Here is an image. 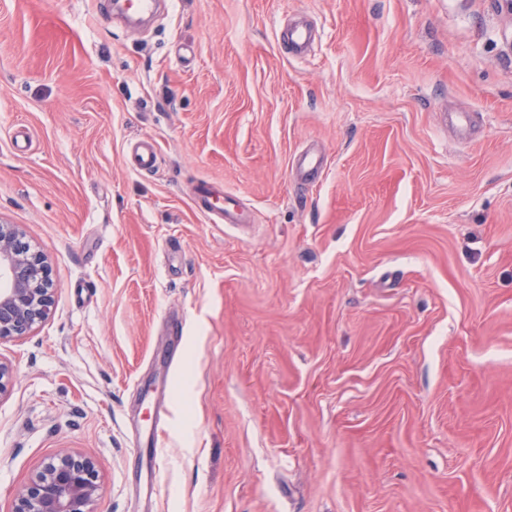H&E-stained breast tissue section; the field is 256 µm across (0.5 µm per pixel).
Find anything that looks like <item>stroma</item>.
Instances as JSON below:
<instances>
[{"mask_svg": "<svg viewBox=\"0 0 512 512\" xmlns=\"http://www.w3.org/2000/svg\"><path fill=\"white\" fill-rule=\"evenodd\" d=\"M100 3L0 0V224L58 287L0 340V512L63 452L94 512H512V14ZM203 181L237 223L194 210ZM146 393L171 403L151 473ZM128 156L131 164L139 171L150 172L156 166L158 145L153 139H140L130 146Z\"/></svg>", "mask_w": 512, "mask_h": 512, "instance_id": "obj_1", "label": "stroma"}]
</instances>
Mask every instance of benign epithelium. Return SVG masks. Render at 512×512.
I'll list each match as a JSON object with an SVG mask.
<instances>
[{"instance_id": "benign-epithelium-1", "label": "benign epithelium", "mask_w": 512, "mask_h": 512, "mask_svg": "<svg viewBox=\"0 0 512 512\" xmlns=\"http://www.w3.org/2000/svg\"><path fill=\"white\" fill-rule=\"evenodd\" d=\"M56 289L45 255L23 241L19 227L0 224V339L45 321ZM99 489L94 461L64 452L17 491L13 512H93Z\"/></svg>"}]
</instances>
